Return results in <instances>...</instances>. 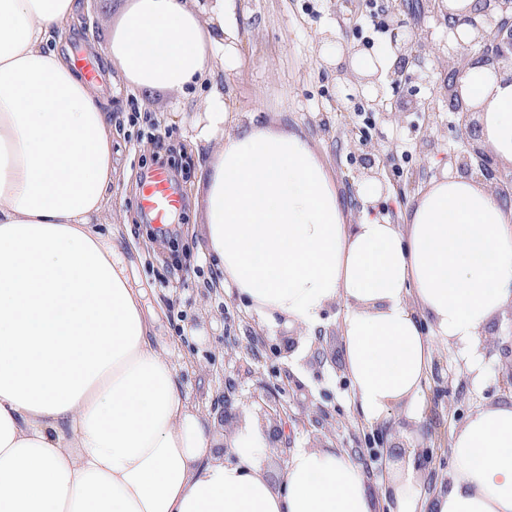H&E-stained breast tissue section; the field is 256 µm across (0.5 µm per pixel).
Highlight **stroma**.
Returning <instances> with one entry per match:
<instances>
[{
  "instance_id": "1",
  "label": "stroma",
  "mask_w": 512,
  "mask_h": 512,
  "mask_svg": "<svg viewBox=\"0 0 512 512\" xmlns=\"http://www.w3.org/2000/svg\"><path fill=\"white\" fill-rule=\"evenodd\" d=\"M388 0H236V19L241 33L238 61L228 68L214 62L215 76L224 88L231 110L224 124L232 131L237 124L256 118L268 125L299 126L314 151L331 173L343 205L352 215L364 206L361 195L367 176L350 163L353 129H361L389 164L381 171L384 191L373 207L391 222L402 223L418 192L452 169L451 158L464 144L455 119L444 101L435 100L447 61L443 25L431 21L433 30L428 56L407 66V81L394 85L380 77L381 93L388 109H397L406 95L435 100L437 115L428 118L419 111L403 112L396 120L383 118L368 106L353 107L346 94L348 82L339 76L336 59L327 55L330 44L340 43L341 59L368 53L385 55L390 36L378 33ZM128 7L127 0H88L79 26L64 29L57 48L106 46L112 29ZM103 78L96 91L111 102L112 199L99 217L100 223L118 227L116 241L130 283L142 294L145 314L153 318L152 341L166 348L182 383V394L207 415L215 435L225 432L223 422L211 407L233 386L231 398L251 417L260 408L251 403L268 386L282 385L293 414L289 421L288 446L274 451L268 468L271 482H279L288 448L334 446L361 461L372 492L381 489L380 477L388 462H370L367 448L373 436L386 432L388 442L411 453V427L405 419L390 417L384 427L368 426L359 419L352 402L351 386L344 364H315L313 347L328 354H341L338 321L342 303L327 306L321 314L320 339L300 337L290 354L273 357L269 343L287 332L286 320H264L249 312L227 289L207 287L210 264L203 250L204 213L199 174L214 151L195 144L194 126L204 116L208 88L186 95L178 90L156 89L127 92L118 81L111 59L100 60ZM140 113V126H130L126 115ZM175 144L187 159L176 186L183 199L174 222L179 240L166 247L164 238L142 236L144 219L140 193L145 173L165 162V148ZM494 345L485 347L478 369H471L459 346L439 344L428 379L426 408L418 429L425 446L434 455L422 467L425 491H432L448 476L449 435L478 408L505 397L499 387L502 373L512 367L505 350L512 346V316L498 317ZM449 383L450 393H436L438 380ZM334 410L339 420L335 434L317 428L302 404Z\"/></svg>"
}]
</instances>
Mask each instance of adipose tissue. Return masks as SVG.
Listing matches in <instances>:
<instances>
[{"label":"adipose tissue","instance_id":"ef3b65f1","mask_svg":"<svg viewBox=\"0 0 512 512\" xmlns=\"http://www.w3.org/2000/svg\"><path fill=\"white\" fill-rule=\"evenodd\" d=\"M78 0H0V512H512V399L450 433L447 479L424 492L415 455L373 498L345 451L301 447L280 483L260 424L224 440L180 393L140 294L96 223L112 198V115L54 44ZM213 22L186 0H131L104 53L147 92L210 81L196 140L206 249L260 318L313 332L340 302L345 366L367 425L421 419L443 341L478 350L512 307V201L481 180H435L405 223H349L297 127L224 129L212 57L237 56L234 0ZM484 145L512 165V73L460 79ZM433 331L425 333L422 321Z\"/></svg>","mask_w":512,"mask_h":512}]
</instances>
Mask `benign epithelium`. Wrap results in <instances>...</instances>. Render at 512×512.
<instances>
[{"label":"benign epithelium","mask_w":512,"mask_h":512,"mask_svg":"<svg viewBox=\"0 0 512 512\" xmlns=\"http://www.w3.org/2000/svg\"><path fill=\"white\" fill-rule=\"evenodd\" d=\"M388 16L393 51L389 77L397 83L409 60L420 56L428 47L431 32L421 26L405 27V23L398 18L396 7L391 8ZM444 23L448 30V39L459 48L467 50L475 45L480 46L477 62L496 72L504 65L512 63V0H476L474 8L468 11L445 12ZM469 65L471 62L463 60L448 66L443 84L444 102L448 111L458 118L467 142L466 150L454 156L453 169L456 174L464 177L493 179L498 192L509 195L512 193V168L504 171L497 167L495 157L482 144L480 125L471 119L473 108L463 99L459 90V79ZM354 89L355 92L347 97L351 102L366 94L379 92L376 76L368 75L362 81L354 83ZM353 158L355 164L368 174L376 175L384 167V160L365 139L356 144ZM261 407L269 422L266 426L269 447L287 444L288 404L281 398L280 390L267 391Z\"/></svg>","instance_id":"7a95c632"}]
</instances>
